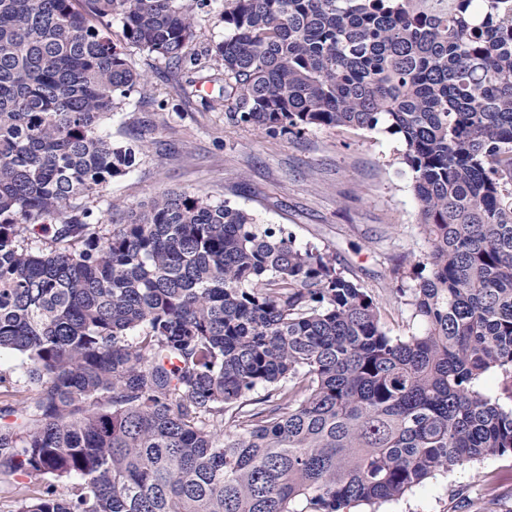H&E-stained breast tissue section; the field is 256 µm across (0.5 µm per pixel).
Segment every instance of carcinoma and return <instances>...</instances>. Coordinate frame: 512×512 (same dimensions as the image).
<instances>
[{
	"mask_svg": "<svg viewBox=\"0 0 512 512\" xmlns=\"http://www.w3.org/2000/svg\"><path fill=\"white\" fill-rule=\"evenodd\" d=\"M0 0V352L36 393L0 426L14 512H345L512 452V0ZM125 39L276 134L398 135L429 244L418 334L329 253L191 193L123 227ZM223 5L224 0H217L213 12L198 14L194 37L184 48L187 57L194 55L208 42L224 38V24L219 19V13L224 9ZM502 377L497 373L485 375L480 382V388L484 394L496 399L504 408H512V398L509 393L503 389Z\"/></svg>",
	"mask_w": 512,
	"mask_h": 512,
	"instance_id": "cac0c4a2",
	"label": "carcinoma"
}]
</instances>
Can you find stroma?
<instances>
[{
  "mask_svg": "<svg viewBox=\"0 0 512 512\" xmlns=\"http://www.w3.org/2000/svg\"><path fill=\"white\" fill-rule=\"evenodd\" d=\"M111 32L141 78L112 119L113 142L138 156L132 172L101 192L115 216L167 191L228 202L283 226L299 245L331 252L375 297L391 335L421 331L411 299L428 243L398 137L344 127L272 137L233 123L217 85L194 91L188 71L128 43L120 23ZM205 96L213 108L202 106ZM379 512H512V454L438 475Z\"/></svg>",
  "mask_w": 512,
  "mask_h": 512,
  "instance_id": "obj_1",
  "label": "stroma"
}]
</instances>
